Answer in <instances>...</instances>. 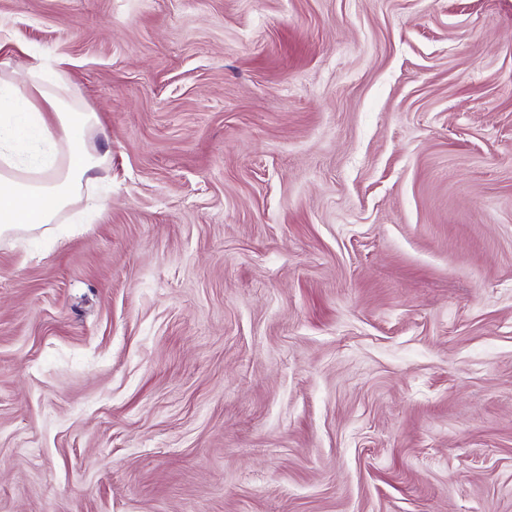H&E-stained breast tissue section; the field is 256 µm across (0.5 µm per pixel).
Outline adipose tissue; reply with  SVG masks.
I'll use <instances>...</instances> for the list:
<instances>
[{
  "label": "adipose tissue",
  "mask_w": 512,
  "mask_h": 512,
  "mask_svg": "<svg viewBox=\"0 0 512 512\" xmlns=\"http://www.w3.org/2000/svg\"><path fill=\"white\" fill-rule=\"evenodd\" d=\"M65 74L0 80V236L31 233L73 210L87 224L102 206L92 174L108 161L95 113L77 108Z\"/></svg>",
  "instance_id": "ef3b65f1"
}]
</instances>
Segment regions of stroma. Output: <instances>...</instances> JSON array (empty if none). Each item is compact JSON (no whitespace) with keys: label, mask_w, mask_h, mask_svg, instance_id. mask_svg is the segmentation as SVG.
<instances>
[{"label":"stroma","mask_w":512,"mask_h":512,"mask_svg":"<svg viewBox=\"0 0 512 512\" xmlns=\"http://www.w3.org/2000/svg\"><path fill=\"white\" fill-rule=\"evenodd\" d=\"M98 217L0 237V512H512V0H0Z\"/></svg>","instance_id":"35a3bbf8"}]
</instances>
